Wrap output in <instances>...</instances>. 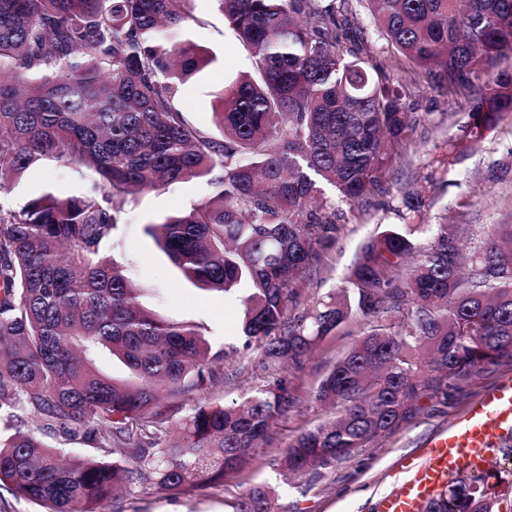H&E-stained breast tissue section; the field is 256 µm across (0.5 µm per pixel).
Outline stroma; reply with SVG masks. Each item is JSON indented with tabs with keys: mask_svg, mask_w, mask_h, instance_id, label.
<instances>
[{
	"mask_svg": "<svg viewBox=\"0 0 512 512\" xmlns=\"http://www.w3.org/2000/svg\"><path fill=\"white\" fill-rule=\"evenodd\" d=\"M192 39L211 52L214 60L181 87L177 104L189 122L210 136L218 131L212 120L213 94L225 78L252 72L248 49L236 38L217 0H188ZM468 104L441 88L422 84L415 100L416 131L401 159L391 167L387 194L359 205L337 203L336 240L317 243L320 265L306 282L312 296L323 297L347 286L361 248L386 225L402 223V195L427 172H434L424 194L425 204L414 221L420 226L418 245L430 243L431 224H447L458 245L468 253L482 247L492 224L512 223V115L504 119L467 155L454 164H441L444 143L468 121ZM92 177L58 160L31 165L0 191V207L18 208L53 189L66 195L84 193ZM215 188L204 181H188L134 195L120 214L118 228L105 243V255L120 265L140 290L144 305L171 321L200 326L214 349L238 345L241 321L235 300L220 292H204L187 282L145 232L146 225L190 210L210 198ZM372 319L356 315L336 335L327 337L301 368L267 366L260 352L225 358L221 382L197 393L201 402L228 404L249 389L283 378L301 385V400L288 417L273 424L269 445L255 448L252 466L221 485L171 495L133 486L125 512H226L232 500L255 483L273 488L291 512H375L377 499L395 485L399 460L421 447L426 439L462 413L467 405L501 377L512 376V359L484 366L463 378L444 405L427 406L410 422L369 448L337 461L333 468L288 476L281 452L304 429L334 417V408L322 405L314 393L336 360L371 329Z\"/></svg>",
	"mask_w": 512,
	"mask_h": 512,
	"instance_id": "1",
	"label": "stroma"
}]
</instances>
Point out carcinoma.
<instances>
[{
  "instance_id": "carcinoma-1",
  "label": "carcinoma",
  "mask_w": 512,
  "mask_h": 512,
  "mask_svg": "<svg viewBox=\"0 0 512 512\" xmlns=\"http://www.w3.org/2000/svg\"><path fill=\"white\" fill-rule=\"evenodd\" d=\"M187 0H0V180L43 159L94 175L78 196L49 190L0 208V487L46 512H122L132 484L174 494L220 485L300 402L284 379L230 405L187 402L227 352L200 328L146 308L101 255L127 199L206 180L216 193L147 233L202 291L241 288L243 350L301 365L360 313L376 325L336 360L315 399L341 411L297 434L288 470L328 469L448 401L458 381L512 357V224L464 259L445 224L417 246L416 224L366 243L349 283L298 316L317 272L314 244L336 232V200L369 201L412 139L411 87L360 37L366 13L469 120L458 159L512 114V0H218L255 72L215 92L221 137L191 124L179 86L209 55L186 33ZM335 197L326 196L325 187ZM416 257L406 279L393 272ZM405 313L406 329L385 321ZM103 353L129 372L97 370ZM36 426L17 423L19 413ZM80 436L93 454L61 459L44 436ZM231 512H288L264 484ZM424 512H512L484 473H462Z\"/></svg>"
}]
</instances>
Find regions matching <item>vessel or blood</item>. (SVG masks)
<instances>
[{
  "mask_svg": "<svg viewBox=\"0 0 512 512\" xmlns=\"http://www.w3.org/2000/svg\"><path fill=\"white\" fill-rule=\"evenodd\" d=\"M512 431V377L485 390L447 428L429 438L413 456L403 458L395 490L380 500L378 512H420L450 478L482 471L496 454L498 438Z\"/></svg>",
  "mask_w": 512,
  "mask_h": 512,
  "instance_id": "b4317fda",
  "label": "vessel or blood"
}]
</instances>
